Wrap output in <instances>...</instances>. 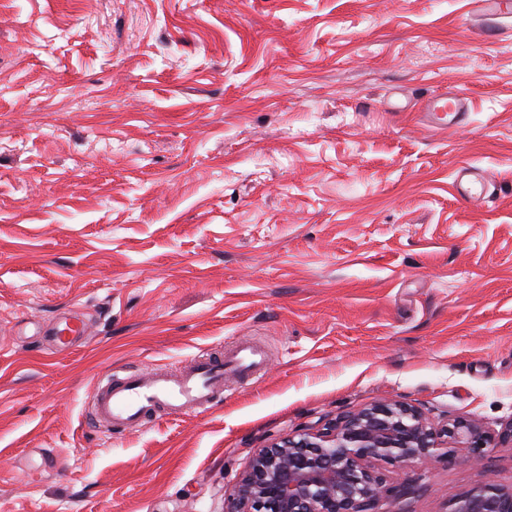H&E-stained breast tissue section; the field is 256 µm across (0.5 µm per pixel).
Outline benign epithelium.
Returning <instances> with one entry per match:
<instances>
[{
  "label": "benign epithelium",
  "mask_w": 512,
  "mask_h": 512,
  "mask_svg": "<svg viewBox=\"0 0 512 512\" xmlns=\"http://www.w3.org/2000/svg\"><path fill=\"white\" fill-rule=\"evenodd\" d=\"M494 441L465 420L438 430L420 409L377 402L316 433L259 449L224 498V512H379L392 489L376 463L450 464L461 450L477 461ZM449 512H512V485L484 477L459 494Z\"/></svg>",
  "instance_id": "7a95c632"
}]
</instances>
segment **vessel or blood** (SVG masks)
Here are the masks:
<instances>
[{
	"mask_svg": "<svg viewBox=\"0 0 512 512\" xmlns=\"http://www.w3.org/2000/svg\"><path fill=\"white\" fill-rule=\"evenodd\" d=\"M471 5L474 12L490 20L512 13V0H471ZM467 103L468 96L462 90L429 98L423 104L429 128L444 131L451 121H462ZM454 188L461 199L475 201L483 199L487 183L481 169L465 166L458 169ZM86 333L85 321L69 315L53 327L51 344L65 349L84 339ZM253 353L252 346L243 345L227 359L199 355L172 377L112 371L96 383L91 416L98 427L108 433L117 426L140 427L152 413L206 409L215 395L223 391L225 372H253Z\"/></svg>",
	"mask_w": 512,
	"mask_h": 512,
	"instance_id": "vessel-or-blood-1",
	"label": "vessel or blood"
}]
</instances>
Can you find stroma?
I'll return each mask as SVG.
<instances>
[{"label": "stroma", "mask_w": 512, "mask_h": 512, "mask_svg": "<svg viewBox=\"0 0 512 512\" xmlns=\"http://www.w3.org/2000/svg\"><path fill=\"white\" fill-rule=\"evenodd\" d=\"M499 24L469 0H0V512H223L256 449L380 401L511 424ZM451 89L469 114L432 132ZM64 313L89 334L57 352ZM243 343L259 370L208 410L113 435L88 412L108 370ZM378 470L414 488L383 512H448L512 483V445ZM448 103L451 104L450 112H448ZM467 103L468 96L463 90H455L449 92L448 95H436L429 98L423 104L428 127L436 131H447L454 120L456 124L463 120L467 112ZM448 115H452L450 120H448ZM458 197L464 200H480L486 195L487 183L483 171L476 167H461L454 180Z\"/></svg>", "instance_id": "obj_1"}]
</instances>
